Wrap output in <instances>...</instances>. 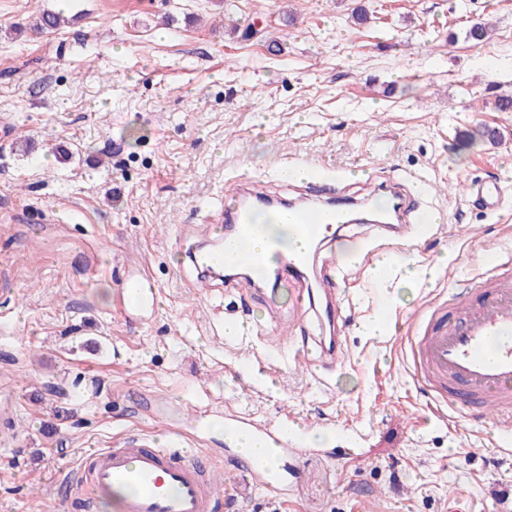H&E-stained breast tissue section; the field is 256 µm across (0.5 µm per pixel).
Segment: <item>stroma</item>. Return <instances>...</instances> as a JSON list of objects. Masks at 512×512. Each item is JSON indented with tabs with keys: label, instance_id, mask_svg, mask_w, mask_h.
Here are the masks:
<instances>
[{
	"label": "stroma",
	"instance_id": "stroma-1",
	"mask_svg": "<svg viewBox=\"0 0 512 512\" xmlns=\"http://www.w3.org/2000/svg\"><path fill=\"white\" fill-rule=\"evenodd\" d=\"M365 6L369 22L351 18ZM64 12L58 31L27 24ZM488 18L491 38L465 37ZM512 0H0V512H81L65 478L84 454L132 433L208 448L219 483L238 474L209 407L264 422L289 416L312 447L288 512H499L512 450L489 420H437L401 344L416 312L477 285L486 252L512 238ZM497 130L498 143L476 137ZM341 175L367 198L383 178L421 176L439 241L403 254L432 270L372 271L345 286L356 318L330 379L295 363L264 300L242 310L226 278L193 292L188 252L233 183L299 200L288 160ZM497 183L502 204L470 203ZM371 235L347 224L321 242L305 276L355 260ZM152 314L127 319L115 293L139 262ZM391 315L385 335L362 323ZM244 333L228 336L229 316ZM269 355V374L241 369ZM362 435L342 459L344 433ZM468 197L474 200L482 209L496 211L499 208L500 192L495 185L485 182H471L468 189Z\"/></svg>",
	"mask_w": 512,
	"mask_h": 512
}]
</instances>
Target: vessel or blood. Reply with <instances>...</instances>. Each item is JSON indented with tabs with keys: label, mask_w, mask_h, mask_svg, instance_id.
<instances>
[{
	"label": "vessel or blood",
	"mask_w": 512,
	"mask_h": 512,
	"mask_svg": "<svg viewBox=\"0 0 512 512\" xmlns=\"http://www.w3.org/2000/svg\"><path fill=\"white\" fill-rule=\"evenodd\" d=\"M305 181L312 203L279 211L282 222L297 225L307 243L324 239L332 225L350 222L346 203L333 200L334 188L314 169H307ZM468 196L482 209L497 210L498 187L485 182L470 183ZM261 197L228 191L221 205V217L210 224L208 235L224 251L235 254L237 264L257 269L253 242L259 232L253 224L254 212L261 208ZM437 218L433 211L415 208L412 223H394L384 216L373 226L376 251L389 252L403 243L436 235ZM512 253L497 249L487 257L486 267L493 279L475 298L455 289L451 300L456 314L445 321L426 311L411 325L404 339L407 356L417 382L427 391L433 413L446 418L448 411L468 413L470 403H480L482 413L491 419L500 447L512 446V277H498L497 271ZM350 272L326 271L320 286L325 298L324 315L328 322L344 325L347 310L338 302L339 283L350 279ZM155 282L149 267H140L126 278L119 291L117 308L122 315L146 313L154 303ZM231 435L251 434L271 446V460L260 461L232 448V458L241 478L233 490L234 498L262 488L272 493L280 506L298 483V470L288 468L286 460L300 447L298 433L282 424L260 422L248 415L231 417ZM202 453L189 454L178 449L154 446L151 437L130 435L89 455L80 465V485L85 512H92L99 494L123 491L121 512H222L224 492L214 480L212 465L202 462Z\"/></svg>",
	"instance_id": "vessel-or-blood-1"
}]
</instances>
